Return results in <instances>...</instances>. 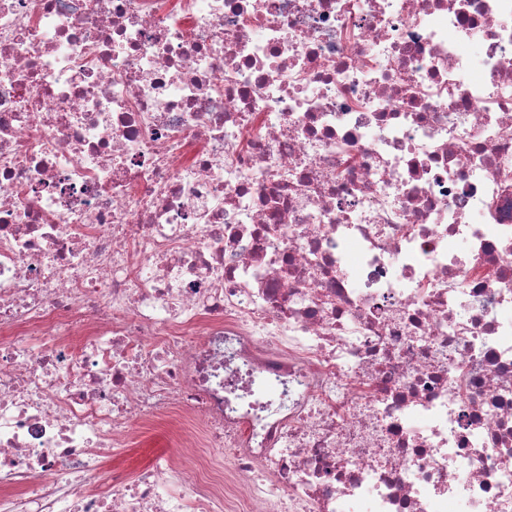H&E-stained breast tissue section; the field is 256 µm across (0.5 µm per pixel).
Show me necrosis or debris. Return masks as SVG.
<instances>
[{
  "label": "necrosis or debris",
  "instance_id": "obj_1",
  "mask_svg": "<svg viewBox=\"0 0 512 512\" xmlns=\"http://www.w3.org/2000/svg\"><path fill=\"white\" fill-rule=\"evenodd\" d=\"M0 512H512V0H0ZM165 430L166 428L163 424L154 422L143 429L142 434L139 430L135 431L134 438L137 442V446L134 449L133 458L131 460L132 466L145 463L155 448H159L164 443Z\"/></svg>",
  "mask_w": 512,
  "mask_h": 512
}]
</instances>
